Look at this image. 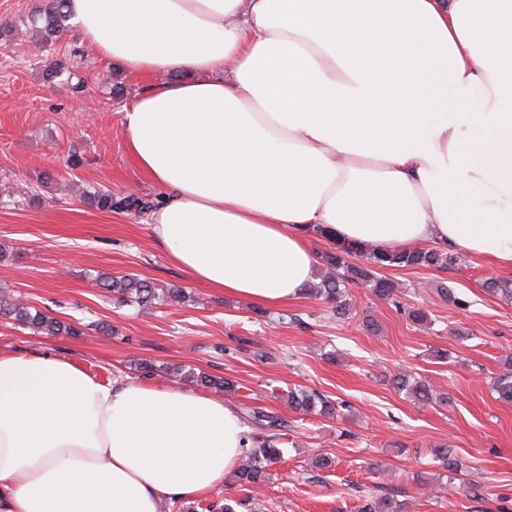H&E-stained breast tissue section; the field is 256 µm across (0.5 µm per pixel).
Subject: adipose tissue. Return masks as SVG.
<instances>
[{"mask_svg": "<svg viewBox=\"0 0 512 512\" xmlns=\"http://www.w3.org/2000/svg\"><path fill=\"white\" fill-rule=\"evenodd\" d=\"M154 85L125 110L148 227L195 281L262 305L308 286L313 226L432 241L512 272V0H66ZM253 441L223 397L0 353V512H161Z\"/></svg>", "mask_w": 512, "mask_h": 512, "instance_id": "adipose-tissue-1", "label": "adipose tissue"}]
</instances>
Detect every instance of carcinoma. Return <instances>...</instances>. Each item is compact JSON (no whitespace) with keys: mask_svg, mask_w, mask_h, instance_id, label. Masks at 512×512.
<instances>
[{"mask_svg":"<svg viewBox=\"0 0 512 512\" xmlns=\"http://www.w3.org/2000/svg\"><path fill=\"white\" fill-rule=\"evenodd\" d=\"M66 0H44L42 9L30 17V23L42 29L44 42L56 38L64 30L69 14L64 10ZM90 204L101 211H129L136 215L147 214L156 205L155 200L133 196H122L108 188H95L88 192ZM356 255L361 262L354 264L348 257ZM323 267L319 281L307 288L309 295L324 301L332 310L336 319L347 318L352 311L349 297V285L354 283L370 289L380 300H395L398 285L377 276V269L383 267L421 268L435 267L446 269L460 261V257L446 248L402 247L381 252L367 246H339L334 251L322 255ZM97 285L112 293V297L123 302H132L140 310L148 311L155 305L183 303L187 299L185 290L178 286L158 288L151 282L134 277H112L101 274ZM485 292L512 300V281L489 277L483 283ZM0 316L14 322L15 325L50 336H79L81 331L67 321L49 312L32 308L14 300L9 294L0 292ZM172 374L180 381H190L197 386L230 394L236 390L235 384L228 378L212 376L206 373L196 374L178 366ZM391 386L403 392L422 405L443 402L447 397L436 394L433 386L423 380L415 379L404 371L390 377ZM493 390L497 398L512 403V355L506 356L500 372L494 378ZM288 405L299 413H315L323 417H334L339 412V404L317 392L290 391ZM280 448V435L273 433L259 437V441L248 449L236 470L239 486L249 489L261 485L269 478L268 468L276 464L283 456ZM439 467L448 472V480H454V474L461 471L463 463L453 449L443 446L433 451ZM359 512H409V503L392 497H368Z\"/></svg>","mask_w":512,"mask_h":512,"instance_id":"1","label":"carcinoma"}]
</instances>
